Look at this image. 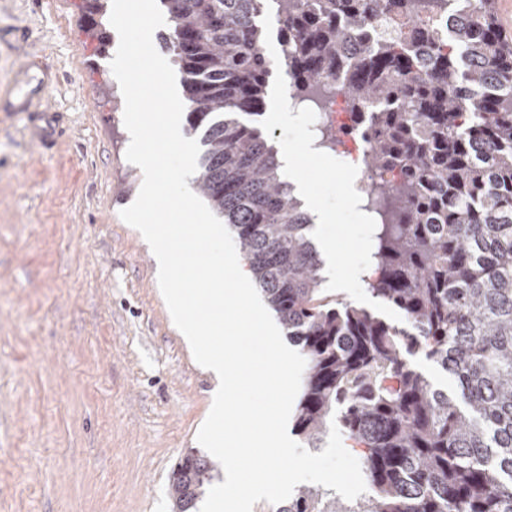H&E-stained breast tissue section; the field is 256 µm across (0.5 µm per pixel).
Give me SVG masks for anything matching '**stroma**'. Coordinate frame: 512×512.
Listing matches in <instances>:
<instances>
[{
	"mask_svg": "<svg viewBox=\"0 0 512 512\" xmlns=\"http://www.w3.org/2000/svg\"><path fill=\"white\" fill-rule=\"evenodd\" d=\"M80 3L0 0V97L34 90L40 73L21 65L46 59L55 80L30 112L64 128L45 152L30 112H0V512H172L214 381L120 217L143 174L125 158L118 42L98 53Z\"/></svg>",
	"mask_w": 512,
	"mask_h": 512,
	"instance_id": "obj_1",
	"label": "stroma"
}]
</instances>
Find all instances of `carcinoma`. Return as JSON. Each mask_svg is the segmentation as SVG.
Here are the masks:
<instances>
[{
    "label": "carcinoma",
    "instance_id": "obj_1",
    "mask_svg": "<svg viewBox=\"0 0 512 512\" xmlns=\"http://www.w3.org/2000/svg\"><path fill=\"white\" fill-rule=\"evenodd\" d=\"M262 2L160 0L159 39L203 146L196 192L306 359L294 428L319 448L337 422L374 492L348 507L301 487L278 512H512V40L497 0L448 15L446 40L430 20L443 0H273L290 97L339 84L351 111H370L366 166L402 170L363 202L376 221L368 290L402 327L324 288L312 217L260 124L273 74ZM84 3L102 50L108 0ZM399 15L413 20L410 36L370 33ZM419 351L454 393L411 368ZM219 466L185 456L173 512H190Z\"/></svg>",
    "mask_w": 512,
    "mask_h": 512
}]
</instances>
